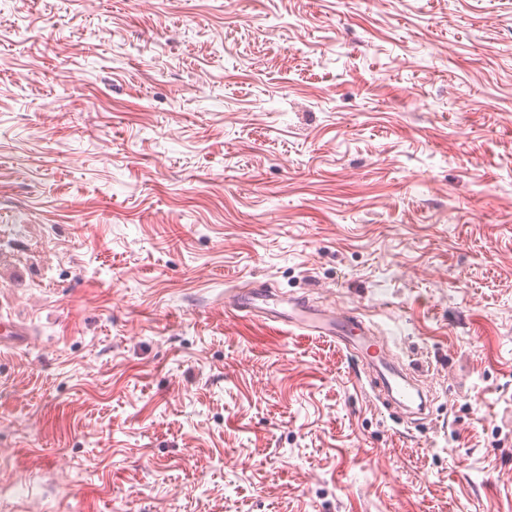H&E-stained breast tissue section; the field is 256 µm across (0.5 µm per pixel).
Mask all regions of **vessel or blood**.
Returning a JSON list of instances; mask_svg holds the SVG:
<instances>
[{"mask_svg": "<svg viewBox=\"0 0 512 512\" xmlns=\"http://www.w3.org/2000/svg\"><path fill=\"white\" fill-rule=\"evenodd\" d=\"M233 305L236 311L311 331L353 352L368 368L369 384L382 395L385 408L392 409L399 402L412 399L406 372L388 359L362 318L297 302L265 289L236 294Z\"/></svg>", "mask_w": 512, "mask_h": 512, "instance_id": "vessel-or-blood-1", "label": "vessel or blood"}]
</instances>
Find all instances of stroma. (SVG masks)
I'll return each instance as SVG.
<instances>
[{
    "label": "stroma",
    "mask_w": 512,
    "mask_h": 512,
    "mask_svg": "<svg viewBox=\"0 0 512 512\" xmlns=\"http://www.w3.org/2000/svg\"><path fill=\"white\" fill-rule=\"evenodd\" d=\"M18 213L0 512H512V0H0ZM232 297L238 312L311 331L353 352L371 370L367 379L370 386L378 390L379 397L384 396L381 402L386 409L399 407L400 400L413 398L407 373L387 358L362 318L305 301H293L266 289H251Z\"/></svg>",
    "instance_id": "1"
}]
</instances>
